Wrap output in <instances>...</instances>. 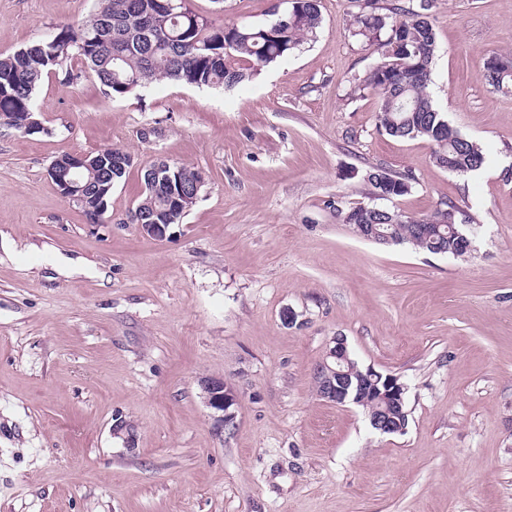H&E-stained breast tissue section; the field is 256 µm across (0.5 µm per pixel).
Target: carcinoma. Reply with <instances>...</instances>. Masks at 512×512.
<instances>
[{"label": "carcinoma", "mask_w": 512, "mask_h": 512, "mask_svg": "<svg viewBox=\"0 0 512 512\" xmlns=\"http://www.w3.org/2000/svg\"><path fill=\"white\" fill-rule=\"evenodd\" d=\"M356 2L359 12L351 37L372 49L377 61L365 79L355 80L354 90L377 93L379 129L391 137L426 139L436 165L451 173L464 175L482 168L487 155L481 145L448 124L430 92L439 51L430 22L436 0H389L384 7L378 0ZM321 23L320 0H288V24L274 33L273 21L216 28L192 8L191 0H97L95 12L82 25H64L46 40L0 55V122L22 136L48 133L38 121L37 89L54 68L63 73V83L78 82L83 71L68 66L74 58L86 65L110 99L164 79L191 87L233 88L252 80L258 67L284 60L315 39ZM484 79L512 95V55L489 56ZM120 155L119 150L93 153L88 157L90 167L69 173L83 187L76 207L89 220L107 209L113 184L124 177L112 175V157ZM366 178L372 194L384 200L403 196L410 188L409 174L382 166L372 168ZM143 183L134 208L142 221L182 223L184 216L167 207L163 181L146 178ZM358 211L364 223L390 235V245L410 244L432 255L453 249L463 234L460 211L451 202L420 218L362 204L346 208L336 202V217L352 228L351 217ZM419 224L429 225L430 236L417 233ZM358 405L368 413L385 409L389 422L408 425L400 408L385 407L372 391H362Z\"/></svg>", "instance_id": "carcinoma-1"}]
</instances>
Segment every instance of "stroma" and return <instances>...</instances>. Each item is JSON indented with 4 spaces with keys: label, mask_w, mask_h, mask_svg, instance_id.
<instances>
[{
    "label": "stroma",
    "mask_w": 512,
    "mask_h": 512,
    "mask_svg": "<svg viewBox=\"0 0 512 512\" xmlns=\"http://www.w3.org/2000/svg\"><path fill=\"white\" fill-rule=\"evenodd\" d=\"M214 25L276 0H191ZM96 0H0V54L86 21ZM316 39L232 89L163 80L109 99L45 76L46 133L0 128V512H512V96L482 75L512 54V0H436L431 93L488 162L456 175L431 144L378 129L352 94L375 56L351 0ZM130 153L101 224L48 175L67 153ZM164 158L202 173L163 239L126 223ZM381 165L411 176L388 209L454 202L462 257L383 246L332 209L374 204ZM297 314L295 325L282 319ZM406 388L404 434L321 398L336 337ZM239 398L217 428L199 382Z\"/></svg>",
    "instance_id": "1"
}]
</instances>
